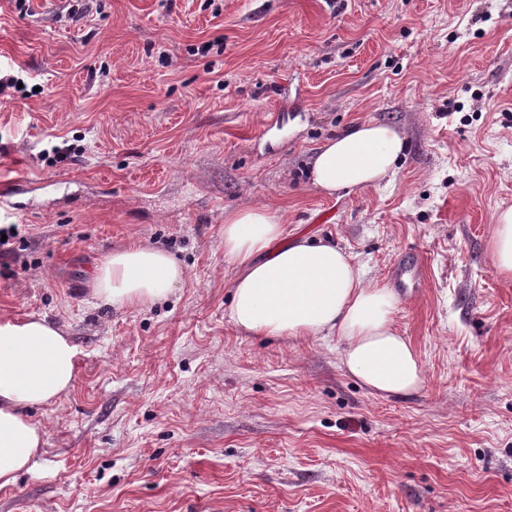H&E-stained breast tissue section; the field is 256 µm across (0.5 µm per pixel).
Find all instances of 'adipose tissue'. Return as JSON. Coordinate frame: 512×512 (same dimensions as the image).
<instances>
[{
  "instance_id": "obj_1",
  "label": "adipose tissue",
  "mask_w": 512,
  "mask_h": 512,
  "mask_svg": "<svg viewBox=\"0 0 512 512\" xmlns=\"http://www.w3.org/2000/svg\"><path fill=\"white\" fill-rule=\"evenodd\" d=\"M406 149L393 126L374 120L350 127L314 153L308 175L328 195L391 179ZM493 268L512 281V207L495 216ZM224 257L231 324L247 336L336 338L339 362L370 394L408 397L424 386L417 352L394 327L399 298L369 283L353 255L329 240L289 238L276 210L224 212ZM187 272L165 249L135 244L109 253L91 275L96 306L144 307L166 301ZM80 351L44 318L0 317V488L15 484L41 456L46 431L32 407L70 393Z\"/></svg>"
}]
</instances>
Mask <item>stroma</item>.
Here are the masks:
<instances>
[{
	"label": "stroma",
	"instance_id": "obj_1",
	"mask_svg": "<svg viewBox=\"0 0 512 512\" xmlns=\"http://www.w3.org/2000/svg\"><path fill=\"white\" fill-rule=\"evenodd\" d=\"M0 0V316L78 346L33 408L44 453L0 512H512V282L487 243L512 206V0ZM403 133L395 179L326 196L305 171L352 124ZM278 210L398 289L424 369L371 395L332 339L229 323L224 211ZM133 243L172 252L168 301L95 306Z\"/></svg>",
	"mask_w": 512,
	"mask_h": 512
}]
</instances>
